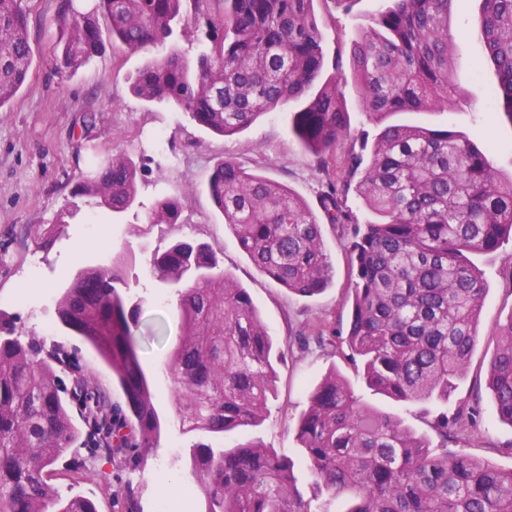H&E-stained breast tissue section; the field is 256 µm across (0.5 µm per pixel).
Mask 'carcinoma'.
Instances as JSON below:
<instances>
[{
    "instance_id": "carcinoma-1",
    "label": "carcinoma",
    "mask_w": 512,
    "mask_h": 512,
    "mask_svg": "<svg viewBox=\"0 0 512 512\" xmlns=\"http://www.w3.org/2000/svg\"><path fill=\"white\" fill-rule=\"evenodd\" d=\"M185 0H59L57 61L77 71L104 39L127 51L166 41L188 25ZM355 43L352 77L363 107L381 122L397 112L448 108L455 87L449 17L455 0H390ZM210 47L191 66L176 54L146 64L131 85L146 102H168L220 135L239 133L290 102L292 128L327 174L320 206L348 242L354 273L346 331L318 332L363 370L368 388L394 402L437 408L432 442L403 420L368 406L331 371L294 424L312 500L303 498L294 462L252 442L198 444L192 470L206 512H327L311 501L349 497L347 512H512V468L472 456L448 411L478 338L487 284L471 261L512 237V184L466 136L419 125L387 124L371 140L347 137L340 79L327 59L314 0H193ZM477 38L498 75L494 99L512 118V0H481ZM34 58L21 0H0V112L20 92ZM138 171L107 154L83 173L77 195L120 216L137 203ZM207 192L240 248L262 274L301 297L322 293L332 265L314 212L287 188L233 158L218 161ZM360 199L374 219L349 205ZM178 200H161L151 224H174ZM151 274L176 289L182 339L170 374L186 433L219 436L260 423L286 358L246 289L206 244L186 238L148 257ZM117 263L77 271L57 300L61 323L112 366L125 405L95 387L74 362L77 349L15 334L0 314V512H96L84 498L61 499L45 476L79 436L71 403L100 434L97 453L129 458L143 470L158 446L159 418L134 330L140 304ZM488 369L498 419L512 424V317L499 326ZM69 374L72 386L62 375ZM458 447L448 448V440Z\"/></svg>"
}]
</instances>
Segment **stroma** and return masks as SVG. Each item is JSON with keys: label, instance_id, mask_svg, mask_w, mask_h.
Returning a JSON list of instances; mask_svg holds the SVG:
<instances>
[{"label": "stroma", "instance_id": "stroma-1", "mask_svg": "<svg viewBox=\"0 0 512 512\" xmlns=\"http://www.w3.org/2000/svg\"><path fill=\"white\" fill-rule=\"evenodd\" d=\"M59 0H21L30 21L34 63L22 94L10 111L0 112V310L14 318L24 336L53 337L77 348L84 372L109 390L113 401L123 394L112 382V370L84 347L81 339L61 323L56 303L60 291L83 266L120 257L129 277L128 295L140 302L135 335L141 365L149 378L161 422L160 445L145 471L123 459L100 458L95 469L59 462L48 481L62 495L80 494L93 501L97 512H124L121 491L127 481L140 486L141 512H157L161 500L158 474L184 481L181 512H205L206 503L195 490L189 450L207 442L201 432H183L177 417L169 373L171 354L181 335L175 298L159 287L146 264L150 253L179 238L209 244L225 271L246 288L261 319L287 359L275 381L277 397L265 421L248 430L225 435V447L252 440L288 456L299 450L290 426L306 404L307 392L330 370H338L363 401L401 417L416 431L428 426L416 405L387 400L366 389L347 362L332 349L289 347L290 329L306 325L331 330L349 317L345 298L352 283L344 241L330 224H323V243L332 263L328 287L302 298L260 274L215 210L205 189L214 163L223 157L240 161L248 170L275 180L317 208L325 185L312 155L300 144L289 123V109L270 112L246 130L220 137L197 125L188 112L164 103H148L135 96L130 84L150 61L178 53L195 63L209 42L204 25L165 43L130 52L104 45L100 54L77 72L55 64ZM383 0H354L348 13L331 11L315 0L314 13L327 55L351 61L355 41L372 24ZM479 0H457L450 28L455 40V82L460 89L453 107L428 113H401L394 123L422 125L466 134L488 148L502 184L512 183V118L492 109L497 76L483 46L474 36ZM122 153L138 166L139 204L122 217L102 213L93 217L75 190L92 161ZM185 199L178 223L150 224L145 213L162 199ZM66 213L51 243L42 234ZM488 290L480 315L479 339L456 396L479 394L472 419L465 424L469 449L476 457L502 468L512 467V425L497 420L486 381L498 348L500 324L512 318V240L496 252L473 258Z\"/></svg>", "mask_w": 512, "mask_h": 512}]
</instances>
